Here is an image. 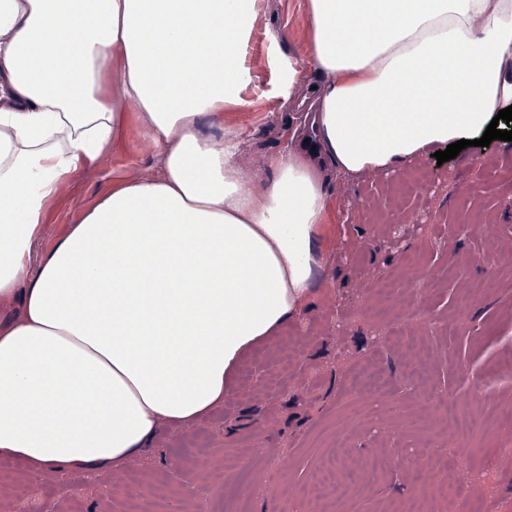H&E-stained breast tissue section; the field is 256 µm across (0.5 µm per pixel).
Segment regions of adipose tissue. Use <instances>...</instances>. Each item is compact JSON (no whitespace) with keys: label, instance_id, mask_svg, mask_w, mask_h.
I'll use <instances>...</instances> for the list:
<instances>
[{"label":"adipose tissue","instance_id":"1","mask_svg":"<svg viewBox=\"0 0 512 512\" xmlns=\"http://www.w3.org/2000/svg\"><path fill=\"white\" fill-rule=\"evenodd\" d=\"M259 0H0V455L120 467L224 404L243 355L306 309L331 175L392 173L512 105V0H308L318 142L292 129L245 192ZM137 117L160 175L112 182L45 244L61 187Z\"/></svg>","mask_w":512,"mask_h":512}]
</instances>
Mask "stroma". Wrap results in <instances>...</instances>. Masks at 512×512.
<instances>
[{
	"instance_id": "35a3bbf8",
	"label": "stroma",
	"mask_w": 512,
	"mask_h": 512,
	"mask_svg": "<svg viewBox=\"0 0 512 512\" xmlns=\"http://www.w3.org/2000/svg\"><path fill=\"white\" fill-rule=\"evenodd\" d=\"M310 36L307 0H260L236 130L255 192L269 179L304 108L289 96L284 65L318 77L298 57ZM99 160L64 184L48 211L44 243L63 235L118 178L159 171L135 108ZM328 264L302 314L234 371L223 408L193 428H162L120 469L63 466L43 475L0 457V506L12 512H313L304 488L343 494L347 512H393L437 490L477 512H512V429L479 432L459 447L433 422L446 408L465 421L512 412V142L463 149L440 163L422 153L399 173L337 178L330 185ZM400 298L386 321L370 303L385 287ZM381 370L382 386L366 384ZM350 444L331 462L337 432ZM413 466L376 473L380 452Z\"/></svg>"
}]
</instances>
